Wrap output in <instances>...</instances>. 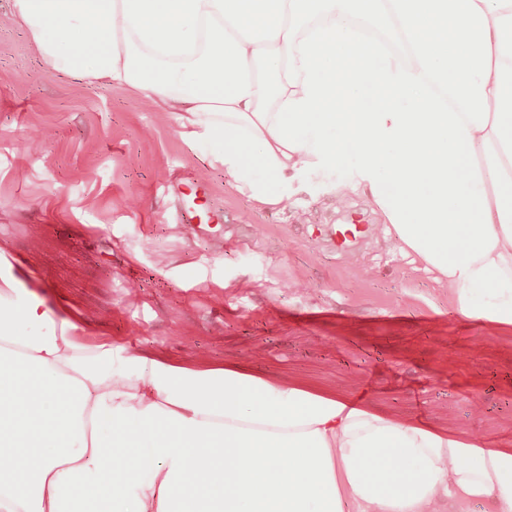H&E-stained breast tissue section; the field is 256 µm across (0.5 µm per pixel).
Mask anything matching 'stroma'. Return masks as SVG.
I'll use <instances>...</instances> for the list:
<instances>
[{
  "mask_svg": "<svg viewBox=\"0 0 512 512\" xmlns=\"http://www.w3.org/2000/svg\"><path fill=\"white\" fill-rule=\"evenodd\" d=\"M209 156L142 95L52 71L0 0V253L54 312L132 354L241 364L512 448V327L460 319L388 238L329 253L312 225L363 198L307 182L288 210L261 209ZM187 170L223 244L173 221L184 203L159 189Z\"/></svg>",
  "mask_w": 512,
  "mask_h": 512,
  "instance_id": "stroma-1",
  "label": "stroma"
}]
</instances>
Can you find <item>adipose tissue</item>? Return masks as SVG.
Segmentation results:
<instances>
[{
	"label": "adipose tissue",
	"mask_w": 512,
	"mask_h": 512,
	"mask_svg": "<svg viewBox=\"0 0 512 512\" xmlns=\"http://www.w3.org/2000/svg\"><path fill=\"white\" fill-rule=\"evenodd\" d=\"M15 16L51 69L176 113L251 201L288 208L300 178L363 196L455 312L512 325V0H15ZM444 496L512 512V448L90 343L0 289V512H430Z\"/></svg>",
	"instance_id": "ef3b65f1"
}]
</instances>
